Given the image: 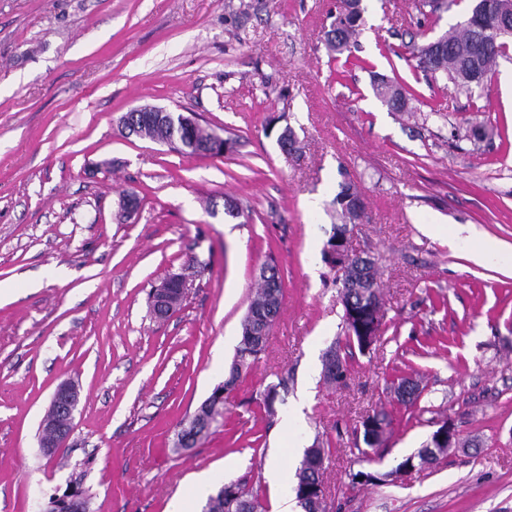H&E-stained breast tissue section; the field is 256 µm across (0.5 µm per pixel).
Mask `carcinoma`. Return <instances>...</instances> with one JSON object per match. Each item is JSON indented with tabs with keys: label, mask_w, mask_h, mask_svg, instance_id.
Segmentation results:
<instances>
[{
	"label": "carcinoma",
	"mask_w": 512,
	"mask_h": 512,
	"mask_svg": "<svg viewBox=\"0 0 512 512\" xmlns=\"http://www.w3.org/2000/svg\"><path fill=\"white\" fill-rule=\"evenodd\" d=\"M361 19L360 0H345L343 10L336 15L327 32L329 50L337 54L349 50L353 37L358 33ZM508 37H512V0H473L470 12L463 22L437 38V42L429 41L413 48L412 55L416 59V67L426 77L435 81L444 78L455 87L469 91L487 81L497 58L508 49ZM376 94L390 111H407L409 97L399 84L383 80L376 85ZM145 137L165 143L176 139L177 131L169 125L148 126ZM210 137L211 133L197 127L189 133L190 144L180 146L179 151L183 154L199 155L200 148ZM333 204L343 218V224L337 227V233L343 234L348 231V225L356 223L359 212L364 209L362 195L355 185L345 181L340 185ZM260 280V287L251 300L241 325L236 360L229 378L222 384L226 395L238 386L243 371L259 359L265 348L262 336L269 335L273 326L271 321L258 326L254 314H262V310L270 305L278 308L282 303L283 285L274 262L264 266ZM186 281L185 275L180 273H173L163 281L178 303L185 298ZM340 296L342 305L350 303L363 310L366 323L377 325V334L370 337L368 342V347L376 348L382 337L381 303H370L361 288H343ZM287 385L288 377L283 376L278 378V383L267 388L263 397L266 412H272L278 389H285ZM326 456L327 449L319 445L305 450L300 466L295 470L294 494H299L305 485L323 484ZM230 486L236 490L235 496L230 498L224 495V488L221 487L207 497L203 512H262L261 502L245 486L237 482L230 483Z\"/></svg>",
	"instance_id": "obj_1"
}]
</instances>
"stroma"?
<instances>
[{"mask_svg":"<svg viewBox=\"0 0 512 512\" xmlns=\"http://www.w3.org/2000/svg\"><path fill=\"white\" fill-rule=\"evenodd\" d=\"M342 5L0 0V512H43L76 487L88 512H171L183 497L202 512L195 481L213 471L271 512L270 467L293 486L316 439L329 450L326 512H512V49L484 87L431 82L411 47L460 23L471 0L425 19L414 0H361L355 66L325 48ZM381 77L410 92L412 115L379 101ZM141 105L194 114L235 150L189 156L122 133ZM286 126L293 154L277 144ZM347 177L367 212L352 248L376 261L384 299L366 355L345 345L338 273L321 260ZM125 191L139 198L127 222ZM458 225L502 262L471 260ZM193 256L205 273L154 319L152 284ZM271 259L284 296L266 348L210 434L179 449V424L228 376ZM331 348L349 363L336 385L323 380ZM281 375L269 416L262 395ZM400 377L419 381L414 403L390 391ZM68 379L81 393L74 430L48 457L39 425ZM298 407L292 439L280 423ZM380 410L388 438L366 462L354 430ZM444 419L471 447L391 478ZM360 471L377 481L353 482Z\"/></svg>","mask_w":512,"mask_h":512,"instance_id":"obj_1","label":"stroma"}]
</instances>
